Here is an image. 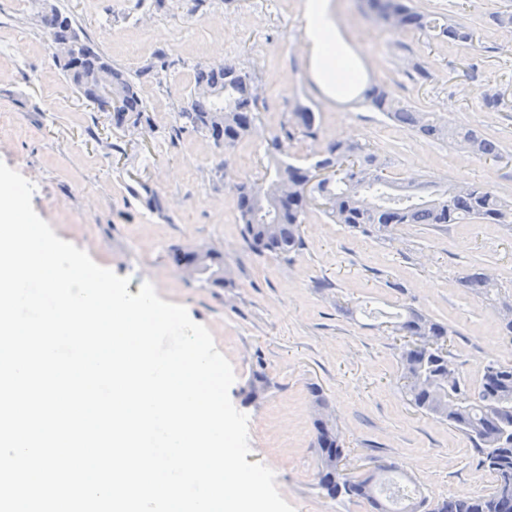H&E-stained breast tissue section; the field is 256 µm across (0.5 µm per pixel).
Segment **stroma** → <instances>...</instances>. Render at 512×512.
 Masks as SVG:
<instances>
[{"label": "stroma", "mask_w": 512, "mask_h": 512, "mask_svg": "<svg viewBox=\"0 0 512 512\" xmlns=\"http://www.w3.org/2000/svg\"><path fill=\"white\" fill-rule=\"evenodd\" d=\"M49 2L116 68L132 73L163 55L162 82L140 85L152 124L114 127L56 67L34 6L0 0V161L34 183L33 207L59 238L129 277L130 294L152 282L209 328L236 373L230 399L249 417L248 462L274 470L296 512H370L364 500L331 499L316 485V387L347 450V473L364 475L378 460L398 465L431 500L488 493L493 479L469 440L407 400L393 323L410 307L448 324L450 360L467 380L488 363H512V337L499 326L501 306L512 304V225L406 224L382 240L313 206L304 248L284 260L244 243L233 185L261 178L271 139L307 107L319 137L288 142L292 157L349 140L374 151L391 179L485 183L512 203V38L495 21L512 13V0H406L471 31L459 45L391 27L366 0H336L369 84L499 141L498 161L425 139L360 102H324L306 76L300 0ZM201 64L242 69L260 96L255 132L224 153L189 129L169 136ZM487 93L499 95V109L485 106ZM152 190L160 209L149 203ZM196 245L223 253L232 287H206L169 263L170 248ZM476 269L495 283L493 301L461 285ZM257 374L269 389L246 401L242 390Z\"/></svg>", "instance_id": "stroma-1"}]
</instances>
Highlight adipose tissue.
I'll return each instance as SVG.
<instances>
[{"instance_id":"obj_1","label":"adipose tissue","mask_w":512,"mask_h":512,"mask_svg":"<svg viewBox=\"0 0 512 512\" xmlns=\"http://www.w3.org/2000/svg\"><path fill=\"white\" fill-rule=\"evenodd\" d=\"M308 75L329 104L351 101L367 79V67L350 34L335 18L332 0H303Z\"/></svg>"}]
</instances>
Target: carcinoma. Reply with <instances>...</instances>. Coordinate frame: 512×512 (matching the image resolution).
Returning <instances> with one entry per match:
<instances>
[{
    "label": "carcinoma",
    "mask_w": 512,
    "mask_h": 512,
    "mask_svg": "<svg viewBox=\"0 0 512 512\" xmlns=\"http://www.w3.org/2000/svg\"><path fill=\"white\" fill-rule=\"evenodd\" d=\"M380 18L395 16L393 24L406 30H433L451 43L468 42L472 34L452 24L410 8L405 0H367ZM47 36L71 40L74 56L57 61L80 94L94 98L97 74L108 72L117 105L112 109V124L151 125L147 105L136 80L159 78L150 65L135 76L112 66L86 37L79 34L72 18L55 6H46L39 15ZM364 102L389 120L426 139L445 140L468 148L473 154L497 160L501 156L497 141L477 130L442 124L432 115H423L395 102L382 86L363 94ZM258 95L247 75L225 66L219 70L199 65L194 72V96L188 107L177 113L179 129L203 133L218 149H229L256 129ZM295 123L282 125L273 137L274 150L300 135L316 139L319 126L315 113L303 107L294 113ZM331 169L336 179L311 182L312 172ZM242 236L259 254L286 258L302 249V216L311 201L325 200L326 212L338 224L351 230L387 237L401 224H463L476 219L486 224H505L512 204L505 203L490 186L469 183L463 191L458 185H439L428 197L414 193V185L390 180L382 174L377 156L357 144L333 141L315 154L314 160L300 165L279 158L266 168L261 180H245L235 186ZM178 267L195 265L198 279L210 288H225L230 283L224 269V256L211 246L175 247L169 253ZM461 284L477 295L490 291L480 271L462 277ZM397 331L411 339L432 337L444 342L455 335L448 325L410 309ZM405 383L403 389L417 409L462 432L475 446L484 469L494 478L490 491L481 496L456 495L432 503L423 498L401 512H512V364L490 363L480 379L470 384L463 379L448 383V359L438 349L416 350L405 344L401 351ZM267 382L261 376L251 379L243 389L245 398L255 401L264 396ZM315 446L320 453L317 486L329 498L348 495L365 500L375 512H393L377 497L375 477L356 480L338 468L346 448L329 421L314 420Z\"/></svg>",
    "instance_id": "obj_1"
}]
</instances>
